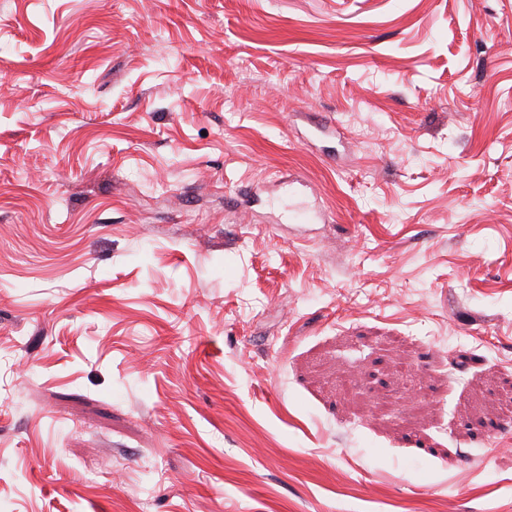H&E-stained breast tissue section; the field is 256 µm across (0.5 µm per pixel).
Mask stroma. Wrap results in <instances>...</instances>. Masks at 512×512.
<instances>
[{
	"mask_svg": "<svg viewBox=\"0 0 512 512\" xmlns=\"http://www.w3.org/2000/svg\"><path fill=\"white\" fill-rule=\"evenodd\" d=\"M0 512H512V0H0Z\"/></svg>",
	"mask_w": 512,
	"mask_h": 512,
	"instance_id": "35a3bbf8",
	"label": "stroma"
}]
</instances>
